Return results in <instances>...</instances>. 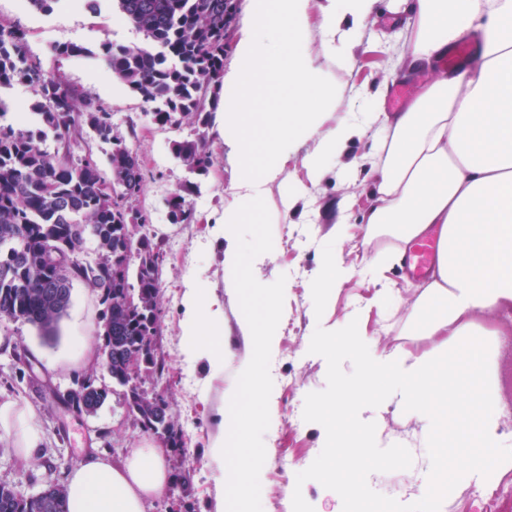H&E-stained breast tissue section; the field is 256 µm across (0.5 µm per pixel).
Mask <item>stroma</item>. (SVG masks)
I'll list each match as a JSON object with an SVG mask.
<instances>
[{"instance_id": "1", "label": "stroma", "mask_w": 512, "mask_h": 512, "mask_svg": "<svg viewBox=\"0 0 512 512\" xmlns=\"http://www.w3.org/2000/svg\"><path fill=\"white\" fill-rule=\"evenodd\" d=\"M412 2L375 0L363 26L345 21L342 36L331 43L318 25V7L309 9L302 47L318 75L338 90L335 104L322 116V127L327 130L348 120L362 125L363 132L330 160L315 184L308 179L302 160L317 150L318 141H301L296 155L263 194L275 246L253 273L269 284L281 276L286 279L278 344L270 362L273 406L263 437L271 450L261 470V498L268 512H319L326 504L315 470L322 451V428L310 406L311 401L331 394L325 359L314 348L322 329L344 321L355 309L361 314L359 329L374 340L377 350L400 346L420 354L434 346L429 338L410 333L419 280L408 278L401 266L384 263L391 238L383 234L367 238L362 222L371 201L372 181L363 160L380 152L375 127L368 122L371 102L388 98L395 83L406 86L408 97H415L430 75L426 69L407 74L400 65L413 22ZM0 22L27 32L28 48L46 71L102 102L150 173L139 202L147 222L138 232L158 243L163 252L157 356L165 371L159 379L147 375L145 386L163 393L182 445L165 449V465L173 480L147 512H219L225 488L216 480L210 450L228 411L225 392L237 380L244 347L237 325L238 300L224 288V249L211 230L223 220L224 208L233 199L237 159L217 127L209 126L204 134L213 166L208 176L200 178L199 192L186 198L199 221L171 223L168 199L190 177L172 144L195 138L197 131L187 123L177 131L156 125L140 98L126 87H113L108 79L99 45L106 40L122 45L145 41L142 33L120 18L117 0H98L94 12L86 11L81 0H58L46 12L21 5L19 0H0ZM71 42L84 46L85 55L57 56L56 47ZM342 222L349 225L348 235L337 242L332 234ZM334 246L355 273L317 309L312 302L313 279ZM191 283L206 289L224 309V370L217 375L207 362L189 367L182 361L186 345L181 327L183 295ZM101 311L99 296L77 283L55 340H45L30 324L0 320V399L8 396L28 403L42 434V444L30 458L0 443V483L21 494L38 493L47 482L60 480L90 449H100L118 463L128 449L148 437L133 422L121 387L111 385L104 405L92 415L75 414L54 400L87 377L108 383L96 339ZM378 415L385 435L407 442L403 448L373 451L377 464L365 492L379 512H483L480 496L493 490L498 493V512H512V447L499 449L492 463L466 469L454 478L447 498L425 502L404 493L425 454L410 439L412 423L391 406L380 408Z\"/></svg>"}]
</instances>
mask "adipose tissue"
Returning <instances> with one entry per match:
<instances>
[{"instance_id":"adipose-tissue-1","label":"adipose tissue","mask_w":512,"mask_h":512,"mask_svg":"<svg viewBox=\"0 0 512 512\" xmlns=\"http://www.w3.org/2000/svg\"><path fill=\"white\" fill-rule=\"evenodd\" d=\"M409 49L402 68L432 69L406 111L378 127L384 162L372 163L374 201L363 216L370 234L390 235L388 261L402 262L414 240L438 239L436 266L414 304L412 325L434 338L414 354L396 347L372 352L371 338L340 330L333 357L363 359L357 381L331 368L332 393L312 403L327 423L325 462L317 470L327 496L362 512L364 476L383 429L370 411L375 399L415 424L426 450L416 496L448 494V461H479L476 449L503 447L497 432L502 409L484 339L499 315L512 317V0H416ZM485 38L465 74L435 70L474 26ZM183 329L186 363L208 361L220 370L224 322L204 306L202 289L187 287ZM0 436L23 456L42 437L32 408L0 400ZM171 480L159 449L149 441L118 463L92 449L63 475L68 512H146Z\"/></svg>"}]
</instances>
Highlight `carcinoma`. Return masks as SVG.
<instances>
[{
    "label": "carcinoma",
    "mask_w": 512,
    "mask_h": 512,
    "mask_svg": "<svg viewBox=\"0 0 512 512\" xmlns=\"http://www.w3.org/2000/svg\"><path fill=\"white\" fill-rule=\"evenodd\" d=\"M224 2L117 0L123 17L151 47L105 41L100 53L127 89L150 106L156 124H211L224 79ZM14 82L32 88L30 109L41 129L0 123V320H21L52 338L80 282L105 305L101 322L112 352V382L127 385L126 359L132 355L163 373V363L143 352L150 314L160 302L155 262L143 256L135 272L127 268L119 276L112 264L128 225L146 220L102 190L105 180L92 155L72 152L88 131L114 140L112 113L98 98L48 76L29 54L26 32L0 23V87ZM45 129L53 133L52 149L38 143ZM173 149L192 171L208 174L212 161L205 137L176 141ZM109 165L112 179L126 183L134 196L143 193L147 174L126 142L115 143ZM192 191L184 185L168 199L173 223H197L185 199ZM65 502L60 484L30 499L0 485V512H67Z\"/></svg>",
    "instance_id": "cac0c4a2"
}]
</instances>
